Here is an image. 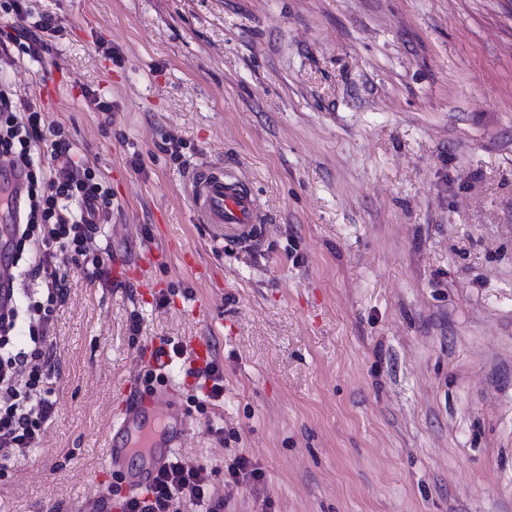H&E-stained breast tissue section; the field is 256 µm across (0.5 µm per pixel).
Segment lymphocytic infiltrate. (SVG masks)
<instances>
[{
	"label": "lymphocytic infiltrate",
	"mask_w": 512,
	"mask_h": 512,
	"mask_svg": "<svg viewBox=\"0 0 512 512\" xmlns=\"http://www.w3.org/2000/svg\"><path fill=\"white\" fill-rule=\"evenodd\" d=\"M0 158L27 170L26 206L11 236L13 303L0 313V461L37 444L56 401L57 366L47 337L66 284L58 258L88 277L108 274L105 258L89 246L92 226L112 206V190L95 170L74 161L60 127L47 125L31 101H19L0 82ZM222 512L204 465L170 458L144 493L123 498V512Z\"/></svg>",
	"instance_id": "lymphocytic-infiltrate-1"
}]
</instances>
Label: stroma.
<instances>
[{"instance_id": "obj_1", "label": "stroma", "mask_w": 512, "mask_h": 512, "mask_svg": "<svg viewBox=\"0 0 512 512\" xmlns=\"http://www.w3.org/2000/svg\"><path fill=\"white\" fill-rule=\"evenodd\" d=\"M27 6L59 32L0 80L110 185L93 248L170 254L146 294L60 262L56 407L0 512L130 495L123 387L147 392L145 344L191 336L224 397L173 370L174 453L224 512H512V0ZM205 165L255 195L250 246L195 223ZM238 455L263 485L225 486ZM185 349L195 366H203L215 358V346L212 339L207 337H195L185 342ZM187 374L203 380L207 384L210 380L212 385L208 388L206 398L218 401L224 395V370L223 367L213 360L204 369H189Z\"/></svg>"}]
</instances>
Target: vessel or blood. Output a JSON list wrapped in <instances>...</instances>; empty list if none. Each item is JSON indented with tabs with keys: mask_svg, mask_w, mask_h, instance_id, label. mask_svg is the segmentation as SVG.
I'll list each match as a JSON object with an SVG mask.
<instances>
[{
	"mask_svg": "<svg viewBox=\"0 0 512 512\" xmlns=\"http://www.w3.org/2000/svg\"><path fill=\"white\" fill-rule=\"evenodd\" d=\"M190 193L197 223L206 225L213 237L239 245L256 239L262 222L257 201L234 176L219 168L200 169L192 179ZM160 258L158 250L151 247L134 264L113 259L112 272L115 278L132 279L137 267L154 264ZM185 349L198 367L214 359L216 353L212 339L207 337L190 339ZM176 395V388L168 384L149 394L124 395L123 407L111 426L110 451L117 465L134 449L143 450L144 465L133 477L135 489L151 484L184 434V421L174 412Z\"/></svg>",
	"mask_w": 512,
	"mask_h": 512,
	"instance_id": "1",
	"label": "vessel or blood"
}]
</instances>
